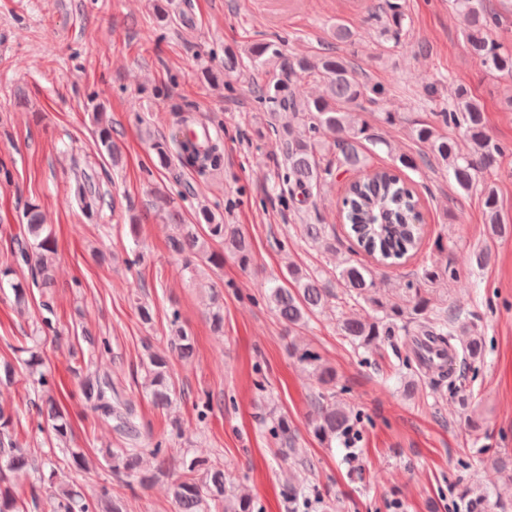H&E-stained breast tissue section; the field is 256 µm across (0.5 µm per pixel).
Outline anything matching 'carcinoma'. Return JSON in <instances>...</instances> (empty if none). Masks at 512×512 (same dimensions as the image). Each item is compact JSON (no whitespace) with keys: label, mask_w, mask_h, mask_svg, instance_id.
I'll list each match as a JSON object with an SVG mask.
<instances>
[{"label":"carcinoma","mask_w":512,"mask_h":512,"mask_svg":"<svg viewBox=\"0 0 512 512\" xmlns=\"http://www.w3.org/2000/svg\"><path fill=\"white\" fill-rule=\"evenodd\" d=\"M452 8L461 16L464 40L468 51L491 74L512 77V43L492 37V28L498 25L497 14L489 9L487 0H451ZM380 35L385 40L399 42L402 33L412 24L403 4L387 2V10L375 15ZM359 33L341 21L331 28L330 41L324 52L314 56L293 59L283 54L281 39L254 42L243 52H227L224 68H240L248 60L273 73V80L257 84L255 98L267 109L269 131L279 142L285 171L281 181L272 185L283 203L307 200L331 179L333 173H360L362 177L343 186L341 223L347 228L350 250L363 252L377 264L398 267L415 257L424 238L425 218L415 188L400 175L401 169L416 171L421 167L448 171L457 188L464 194H479L486 215L487 234L490 237L512 235V222L506 219L499 205L496 185L491 175L498 166L506 147L487 134L484 109L480 101L465 85L454 88L449 108L435 113L436 121L415 123L412 139L424 147L417 155L400 154L393 158L391 167H375L371 154L389 149V143L376 127L364 117L367 102L377 101L382 89L369 85L367 75L354 58L339 53L341 47L353 45ZM316 78L325 87L323 94L308 98L302 92L301 82ZM98 146L109 157H114L112 129L101 114L96 115ZM303 126L306 134L295 133ZM444 128L462 132L466 148L442 133ZM181 162L204 170L218 169L224 151L216 140L199 146L190 139L178 141ZM74 196L81 208L90 213L102 206L104 195L85 184H77ZM165 215L175 224L177 232L169 239L172 253L184 258L185 269L195 272L193 258L212 266L224 265V257L233 259L246 270L251 267V244L233 224H223L203 212L206 224H184L176 203L162 197ZM304 235L313 243H325L329 250L336 245L327 241L325 227L306 224ZM26 247L15 261L31 268L33 279L42 288L54 285L53 266L57 254L52 230L43 223L35 205L26 210L24 228ZM12 267L0 269V285L12 288L15 304H28L27 285L14 278ZM455 272L435 262H425L412 273L406 284V302L393 304L373 294V270L363 263L348 261L337 275L338 281L351 297L363 298L371 306L372 314L362 318L345 319L340 334L355 348L378 346L391 336L412 337V354L416 361L432 367L426 354L443 360L447 358L448 343L462 339L463 358L476 362L483 357L482 337L465 322L448 319L433 303L432 287L451 279ZM287 283L273 282L267 288L266 301L280 320L292 328L306 322L308 317L325 307L331 296L332 281L321 274H312L300 267H288ZM173 336L167 339L166 349L149 355L142 387L154 405L163 410L178 401L171 380L170 357L181 360L193 358V336L178 325L173 315ZM17 358L30 375L34 376L41 392L38 411L45 418L56 444L68 449L69 469L87 471L107 466L122 486L125 478L143 473L144 452L140 448L141 430L130 404L112 387V380L88 369L78 368L79 390L84 406L94 420L108 424L128 441L126 448H102L96 458H90L83 449L69 447L71 423L56 397L58 384L48 366L41 344L19 349ZM298 362L311 370L326 390L318 392L312 401L315 417L311 420L314 434L322 441L331 442L352 428L353 414L344 403L336 400V393L328 387L336 381L335 370L323 363L316 353L304 349L296 352ZM13 413L0 404V512H26L25 503L16 495L19 482L28 479L36 466L27 449L12 440ZM274 434L282 440L281 451L293 453L295 442L288 437V420H276ZM52 489L54 512H123L121 495L110 485L100 488L97 495L85 499L83 493L62 480L58 469L47 477ZM177 512H205L213 506L217 512H254V502L248 494H238L229 486L224 469L199 457L182 460V475L172 489ZM461 498L471 512H487L483 495L466 487Z\"/></svg>","instance_id":"carcinoma-1"}]
</instances>
